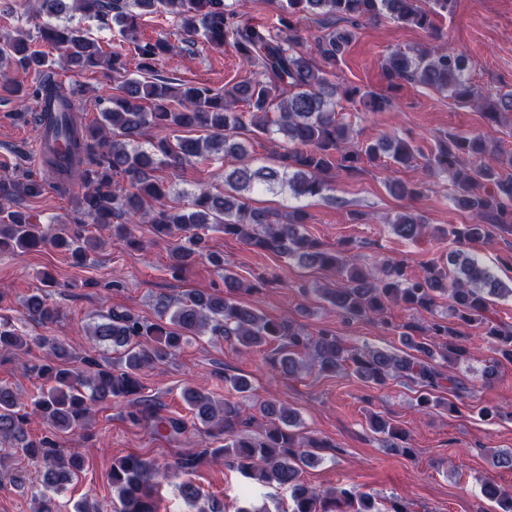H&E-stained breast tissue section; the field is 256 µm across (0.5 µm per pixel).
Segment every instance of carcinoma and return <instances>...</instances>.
<instances>
[{
    "label": "carcinoma",
    "instance_id": "carcinoma-1",
    "mask_svg": "<svg viewBox=\"0 0 512 512\" xmlns=\"http://www.w3.org/2000/svg\"><path fill=\"white\" fill-rule=\"evenodd\" d=\"M38 13L49 18L39 29V40L59 53L35 48L19 34L0 37V88L36 104L54 117L48 133L55 145L47 149L41 165L52 172V187L68 192L79 184L78 211L94 224L112 227L113 240L129 247L138 240L131 223L153 225L159 236L179 237L182 243L170 253L171 268H185L201 247L200 232L220 231L253 249L286 257L336 275L340 285H322L314 292L336 313L349 318L384 314L388 305L416 312H433L437 300L448 298V312L459 323L480 325L491 346L492 357L483 369L491 379L500 359L512 362V328H503L489 316L490 298L512 296L505 285L469 247L490 239L497 230L512 228V152L481 134L450 133L437 138L427 158L429 171L452 174L451 200L472 217L469 224L429 228L413 210L388 220L402 239L416 241L426 234L453 237L459 248L446 259L432 261L421 276H412L397 261L379 264L356 262L351 242L334 248L312 236L306 224L310 214L301 206L281 215L252 204L254 193L286 190L300 199L333 190L337 173L348 175L368 162L409 167L423 156L421 146L393 136L376 142L355 139L350 125L336 118L339 99L361 102L370 112L394 107L391 98L358 86L341 87L331 80L346 47L357 37L361 22L388 17L406 26L432 32L434 18L454 7L455 0H276L277 25L265 29L243 19L229 0H36ZM112 21L119 27L121 43L107 50L72 23V14ZM144 14L168 15L182 32L200 36L216 48L229 47L257 77L222 91L205 84L164 77L156 69L161 58L176 52L167 39L145 38L139 31ZM323 23L325 33L315 38L314 51L304 49L302 21ZM136 62L140 77L128 71ZM61 67L73 72L112 73L113 92L95 99L101 120L89 124L77 112L84 90L65 86L51 76ZM390 85L407 81L446 93L460 107H474L491 122L512 117V91L486 94L471 81L465 54L446 46L397 49L381 64ZM36 73L32 84L12 74ZM245 109H239V104ZM149 127L170 129L172 138L161 137L149 147L139 139ZM280 133L288 140L284 151L273 150L274 162L256 166L248 158L245 143L257 135L273 139ZM220 154L232 160L224 169V191L214 193L200 186L186 204H168L171 186L160 172L176 173L195 159ZM47 181L29 175L0 178V253L26 252L46 242L70 253L73 263L90 260L95 236L77 230L69 236L51 235L34 222L20 202L46 191ZM392 194L415 198L428 190L422 179L388 182ZM212 263L224 269V294H191L164 303L159 319L149 321L126 312L111 311L98 322L92 336L117 354V365H103L87 358L83 372L69 368L66 347L54 338H43L51 358L36 367L50 386L32 399V412L15 391L0 385V441L14 442L15 450L32 460H42L45 470L41 489L34 494L35 512H55L54 495L71 482L82 467L78 454L60 455L54 437L84 426L93 406L140 393V375L167 359L192 337L207 331L224 337L238 352L249 354L276 345L272 363L286 377H294L301 365L333 374L347 367L362 381L384 385L392 377H405L419 385L418 404L431 408L444 404L440 389L458 397L470 393L465 382L445 375L442 360L455 363L466 358V347L453 341L457 332L448 323L432 319L424 326L403 325V354L351 347L334 334L314 336L285 317L270 318L253 305L237 299L244 282L224 258ZM29 320L49 324L58 310L38 293L24 301ZM29 338L0 317V351L19 357L27 352ZM191 422L163 421L171 433L193 426L224 433V446L212 448V462L219 461L259 484L288 489L290 512H382L372 495L354 486L317 490L301 479L302 470L319 459L327 444L298 431L297 414L275 398L259 405L269 426L259 437L241 433L244 426L238 403L217 400L197 388L182 393ZM39 415L49 434L28 439L31 415ZM371 430L389 448H398L406 433L381 416L370 419ZM194 458L178 461L171 471L181 495L202 499L187 479L196 466ZM159 469L155 463L128 454L112 462L109 481L120 507L115 512H158L154 496ZM483 496L495 503L494 512H512V489L490 479L481 482Z\"/></svg>",
    "mask_w": 512,
    "mask_h": 512
}]
</instances>
